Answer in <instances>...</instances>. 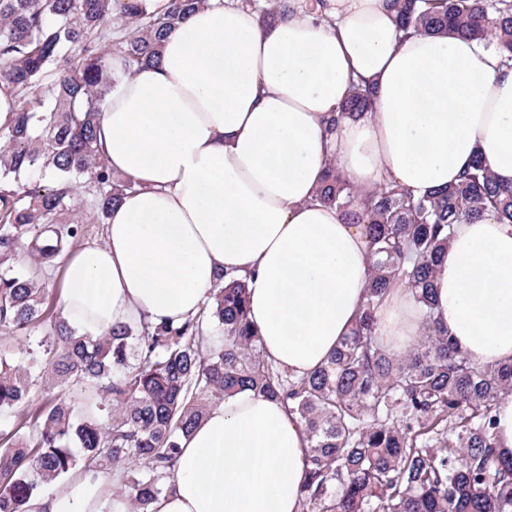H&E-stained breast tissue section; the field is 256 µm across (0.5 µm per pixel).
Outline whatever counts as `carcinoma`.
Instances as JSON below:
<instances>
[{"instance_id": "1", "label": "carcinoma", "mask_w": 512, "mask_h": 512, "mask_svg": "<svg viewBox=\"0 0 512 512\" xmlns=\"http://www.w3.org/2000/svg\"><path fill=\"white\" fill-rule=\"evenodd\" d=\"M206 0H0V80L15 105L0 127V329L24 339L0 353V512H29L42 488L74 472L121 473L112 495L152 512L176 472L180 439L242 390L281 402L309 441L300 512H512V458L496 442V407L512 362L482 365L455 350L433 313V275L454 225L487 212L512 224V187L479 159L458 180L414 196L392 182L362 195L331 163L319 200L366 225L376 261L359 317L327 362L296 376L263 354L246 283L220 276L179 324L118 325L77 336L46 308L36 268L83 235L72 219L80 180L90 218L106 223L133 188L98 154L113 60L133 73ZM265 25L278 0H243ZM399 31L450 34L512 61V0H390ZM55 79L44 85V75ZM375 109L354 88L331 120ZM40 173L37 180L31 179ZM409 290L421 332L402 355L377 336V312ZM221 331L211 336V326ZM46 380L52 396L32 406Z\"/></svg>"}]
</instances>
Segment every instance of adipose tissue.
<instances>
[{
    "mask_svg": "<svg viewBox=\"0 0 512 512\" xmlns=\"http://www.w3.org/2000/svg\"><path fill=\"white\" fill-rule=\"evenodd\" d=\"M360 81L374 112L328 133ZM97 137L133 188L103 243L67 259L65 322L94 337L143 320L177 324L229 271L247 283L267 357L302 375L349 333L373 262L363 226L318 199L329 160L366 191L385 178L419 196L478 155L512 185V66L470 40L402 36L385 0H325L316 13L288 0L271 27L241 0H207L156 66L116 78ZM435 288V315L458 350L485 365L512 361L511 225L491 212L455 225ZM378 319L397 352L421 316L397 288ZM181 448L155 512H300L308 443L280 402L237 392ZM109 483L74 475L30 512H126L105 497Z\"/></svg>",
    "mask_w": 512,
    "mask_h": 512,
    "instance_id": "ef3b65f1",
    "label": "adipose tissue"
}]
</instances>
